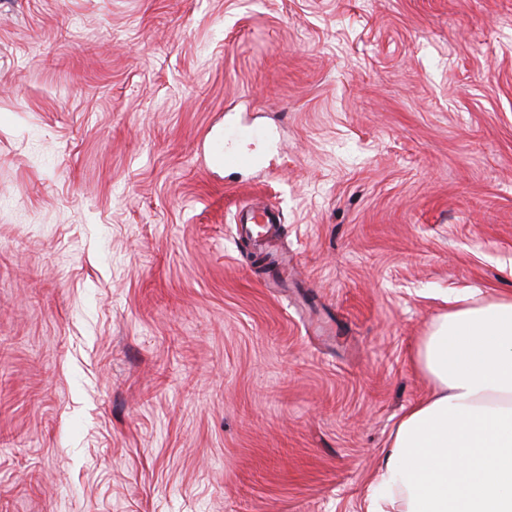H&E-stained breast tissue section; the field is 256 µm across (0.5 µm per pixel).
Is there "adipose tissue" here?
<instances>
[{"label": "adipose tissue", "instance_id": "1", "mask_svg": "<svg viewBox=\"0 0 512 512\" xmlns=\"http://www.w3.org/2000/svg\"><path fill=\"white\" fill-rule=\"evenodd\" d=\"M412 363L429 394L393 429L366 512H512V295L439 315Z\"/></svg>", "mask_w": 512, "mask_h": 512}]
</instances>
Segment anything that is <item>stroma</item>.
Wrapping results in <instances>:
<instances>
[{
  "label": "stroma",
  "instance_id": "obj_1",
  "mask_svg": "<svg viewBox=\"0 0 512 512\" xmlns=\"http://www.w3.org/2000/svg\"><path fill=\"white\" fill-rule=\"evenodd\" d=\"M239 128L262 165L212 164ZM488 294L512 0H0V512H365L418 337ZM281 223L280 211L272 204L241 207L236 215V224H276Z\"/></svg>",
  "mask_w": 512,
  "mask_h": 512
}]
</instances>
